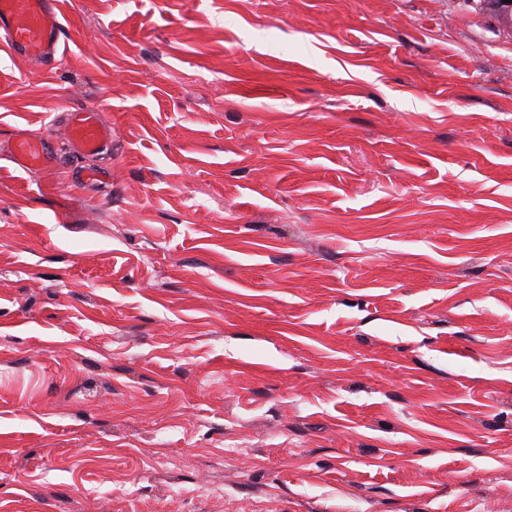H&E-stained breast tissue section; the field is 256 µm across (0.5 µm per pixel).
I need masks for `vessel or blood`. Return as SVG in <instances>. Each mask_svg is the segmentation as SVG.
Returning <instances> with one entry per match:
<instances>
[{"label":"vessel or blood","mask_w":512,"mask_h":512,"mask_svg":"<svg viewBox=\"0 0 512 512\" xmlns=\"http://www.w3.org/2000/svg\"><path fill=\"white\" fill-rule=\"evenodd\" d=\"M63 12L59 0H0V54L13 60L61 63L66 57ZM67 142L84 155L99 153L112 142V127L93 108L68 112ZM8 157L19 169L51 178L57 159L43 138L20 130L12 137Z\"/></svg>","instance_id":"1"}]
</instances>
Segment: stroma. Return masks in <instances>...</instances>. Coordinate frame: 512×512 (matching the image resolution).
I'll list each match as a JSON object with an SVG mask.
<instances>
[{"label": "stroma", "instance_id": "stroma-1", "mask_svg": "<svg viewBox=\"0 0 512 512\" xmlns=\"http://www.w3.org/2000/svg\"><path fill=\"white\" fill-rule=\"evenodd\" d=\"M60 2L0 59V512H512V29ZM58 0H0V51L11 60L55 65L66 57ZM67 142L83 155L98 154L112 143V126L104 123L93 108H78L67 113ZM8 157L19 169L38 170L44 179L51 178L59 169L57 159L48 149L46 140L18 130L9 144Z\"/></svg>", "mask_w": 512, "mask_h": 512}]
</instances>
